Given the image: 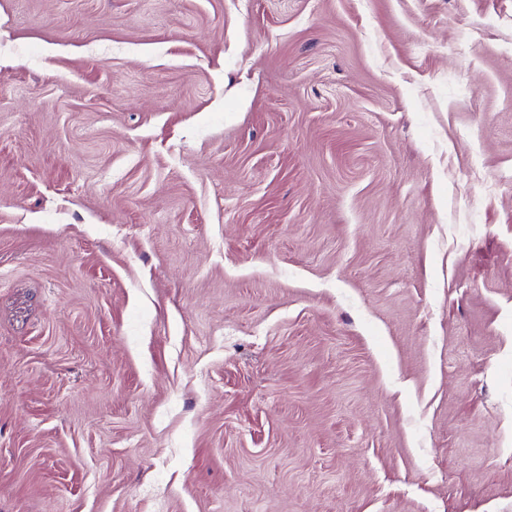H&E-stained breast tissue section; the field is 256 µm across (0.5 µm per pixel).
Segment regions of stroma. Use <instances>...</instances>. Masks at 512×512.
Instances as JSON below:
<instances>
[{
  "mask_svg": "<svg viewBox=\"0 0 512 512\" xmlns=\"http://www.w3.org/2000/svg\"><path fill=\"white\" fill-rule=\"evenodd\" d=\"M0 512H512V0H0Z\"/></svg>",
  "mask_w": 512,
  "mask_h": 512,
  "instance_id": "35a3bbf8",
  "label": "stroma"
}]
</instances>
